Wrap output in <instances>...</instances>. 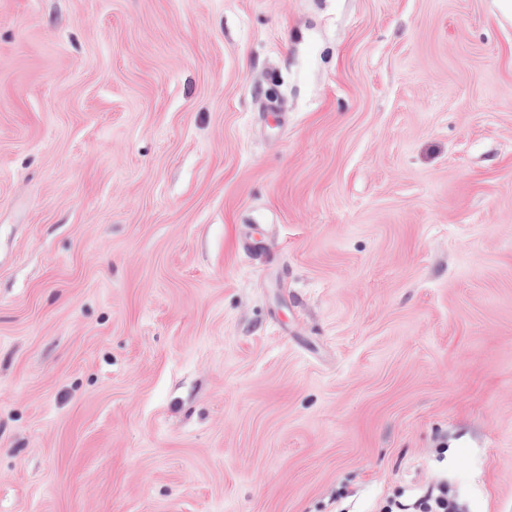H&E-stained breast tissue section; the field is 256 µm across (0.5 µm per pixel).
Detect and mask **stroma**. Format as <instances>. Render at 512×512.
Masks as SVG:
<instances>
[{"label": "stroma", "instance_id": "obj_1", "mask_svg": "<svg viewBox=\"0 0 512 512\" xmlns=\"http://www.w3.org/2000/svg\"><path fill=\"white\" fill-rule=\"evenodd\" d=\"M512 512L499 0H0V512ZM399 510H392V505H386L383 510L389 511H418V512H456L457 503L448 488L447 481H438L429 486L424 494L412 505L411 508H405L409 505L401 503L395 504Z\"/></svg>", "mask_w": 512, "mask_h": 512}]
</instances>
